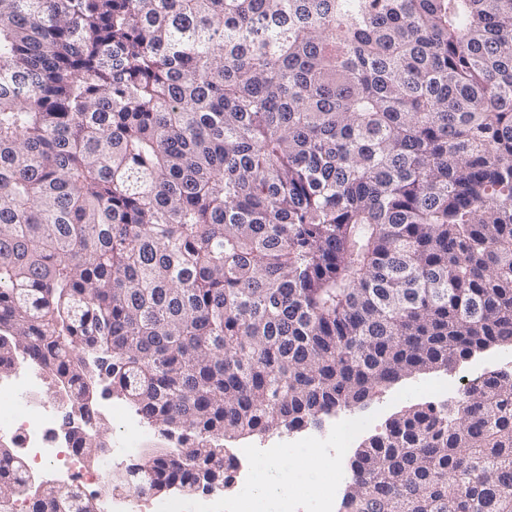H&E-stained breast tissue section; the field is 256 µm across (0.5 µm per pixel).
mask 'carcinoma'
<instances>
[{"mask_svg":"<svg viewBox=\"0 0 512 512\" xmlns=\"http://www.w3.org/2000/svg\"><path fill=\"white\" fill-rule=\"evenodd\" d=\"M504 344L512 0H0V373L178 433L112 490L195 492L229 442ZM27 472L0 443V512ZM350 472L340 512H512V370Z\"/></svg>","mask_w":512,"mask_h":512,"instance_id":"cac0c4a2","label":"carcinoma"}]
</instances>
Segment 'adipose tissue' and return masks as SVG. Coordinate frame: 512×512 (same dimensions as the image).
Listing matches in <instances>:
<instances>
[{"instance_id": "ef3b65f1", "label": "adipose tissue", "mask_w": 512, "mask_h": 512, "mask_svg": "<svg viewBox=\"0 0 512 512\" xmlns=\"http://www.w3.org/2000/svg\"><path fill=\"white\" fill-rule=\"evenodd\" d=\"M267 474L264 484L257 487L255 497L262 504L263 512H280L283 495L288 489L309 488L318 485L320 465L315 449H307L302 455L286 452L278 465L263 464Z\"/></svg>"}]
</instances>
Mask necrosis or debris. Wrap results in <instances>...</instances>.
<instances>
[{
    "label": "necrosis or debris",
    "mask_w": 512,
    "mask_h": 512,
    "mask_svg": "<svg viewBox=\"0 0 512 512\" xmlns=\"http://www.w3.org/2000/svg\"><path fill=\"white\" fill-rule=\"evenodd\" d=\"M45 370L18 359L12 373L0 376V434L12 435L29 465L31 481L54 483L66 487L74 477L93 487L100 512H124L119 495L112 491V460L90 464L76 455L56 421L63 408L58 400L45 392ZM100 416L120 422L124 431L118 457L138 455L143 433L138 412L112 404L100 405ZM372 422L371 416L351 413L335 419L328 437L302 435L293 440V447L318 449L326 477L320 489L314 491L317 512H334L337 497L348 481L347 471L338 466L340 449L351 447Z\"/></svg>",
    "instance_id": "obj_1"
}]
</instances>
